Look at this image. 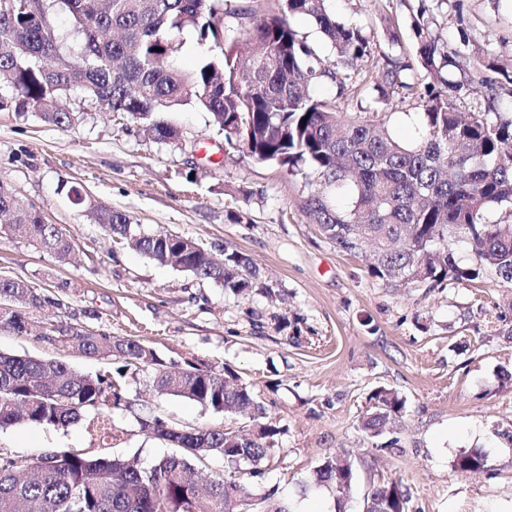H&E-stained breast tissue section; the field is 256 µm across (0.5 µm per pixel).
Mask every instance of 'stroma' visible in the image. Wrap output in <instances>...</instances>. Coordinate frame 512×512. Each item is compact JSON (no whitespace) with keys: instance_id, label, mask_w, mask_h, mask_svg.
I'll return each instance as SVG.
<instances>
[{"instance_id":"stroma-1","label":"stroma","mask_w":512,"mask_h":512,"mask_svg":"<svg viewBox=\"0 0 512 512\" xmlns=\"http://www.w3.org/2000/svg\"><path fill=\"white\" fill-rule=\"evenodd\" d=\"M424 5L444 45L476 62L459 111L486 113L496 75L485 60L512 70V0H330L339 21L363 29L369 63L380 68L390 57L415 58L411 20ZM340 72L343 84L324 81L315 94L344 113L383 111L364 69ZM71 107L78 120L68 128L0 111V178L77 244L75 262L62 264L25 240L0 237L1 272L67 286L66 309L38 313L37 321L137 338L179 364L234 369L281 430L261 475L250 480L254 497L272 490L292 508L312 502L323 512H363L369 488L398 480L411 512H512V287L492 274L434 289L371 277L365 255L336 249L305 215L301 180L226 147L209 114L193 104L165 115L183 133L177 143L113 119L82 95H73ZM71 186L127 214L132 233L165 230L217 255L238 251L259 276L233 294L159 265L74 205ZM0 352L60 359L92 375L114 367L3 329ZM151 375L127 371L131 406L113 411L110 437L92 431L88 410L65 428L0 429V450L30 457L82 448L148 467L173 448L143 432L145 412L183 429L245 428L243 420L157 394ZM381 386L396 390L405 406L392 431L371 437L360 423ZM471 448L485 454L486 471H454V457ZM336 454L351 463L349 493L304 492L316 467Z\"/></svg>"}]
</instances>
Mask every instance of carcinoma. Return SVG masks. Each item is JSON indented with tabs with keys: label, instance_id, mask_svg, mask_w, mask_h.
Here are the masks:
<instances>
[{
	"label": "carcinoma",
	"instance_id": "cac0c4a2",
	"mask_svg": "<svg viewBox=\"0 0 512 512\" xmlns=\"http://www.w3.org/2000/svg\"><path fill=\"white\" fill-rule=\"evenodd\" d=\"M328 0H280L260 13L230 0H0V111L36 112L43 122L70 127V108L79 90L103 112L146 120L157 141L177 142L182 131L163 113L188 101L211 116L225 144L256 162H273L299 177L307 189L303 209L326 239L349 254H368V272L387 284L445 288L452 281H475L488 271L512 284V224L485 219L490 208L512 215V118L496 102L512 97V71L497 70L488 112L494 117L465 118L456 102L470 91V58L445 52L421 9L413 20L416 62L391 60L378 77L366 78L406 99L420 100L419 139L408 143L392 134L387 112L365 120L347 117L332 101L318 99L314 86L338 81L336 68L293 28L290 17H308L343 65L366 63L371 55L362 31L336 19ZM65 10L75 37L72 53L81 64L57 63L65 38L43 36L45 22ZM228 16L249 18L245 32L258 45L241 54ZM192 31L208 46L197 64L183 69L181 34ZM420 67L424 90L409 82L407 71ZM460 74L448 80L446 69ZM73 203L85 208L110 235L127 236L129 217L71 188ZM0 234L29 241L60 263L69 262L74 241L48 224L35 203L18 197L0 180ZM466 246L470 262L460 263L448 240ZM141 253L161 265L185 268L201 280L240 293L258 278L250 258L224 251L223 263L207 259L192 238L167 232L134 239ZM66 285L37 288L0 277V327L30 333L34 314L51 305L68 308L60 292ZM60 338L91 357L121 363L115 371L83 374L62 361L0 353V428L27 422L45 428L66 426L91 408L100 434L112 430V410L130 408L124 378L131 367L154 371V389L258 423L243 437L230 429L184 431L149 414L142 428L177 451L145 468L122 458H90L83 450H48L27 459L0 452V512H236L252 498L244 476L261 474L259 465L276 444L279 428L261 422L265 409L235 371L191 362L171 371L152 347L134 338L86 331L75 324L50 323L41 338ZM371 413L362 429L376 437L401 416L404 401L392 389L370 396ZM224 457V475L197 476V466ZM477 449L459 453L455 470L486 471ZM313 486L343 496L352 486V469L337 459L313 471ZM367 496L391 501L392 512H409L410 496L399 482L374 486ZM261 512H288L268 492Z\"/></svg>",
	"mask_w": 512,
	"mask_h": 512
}]
</instances>
